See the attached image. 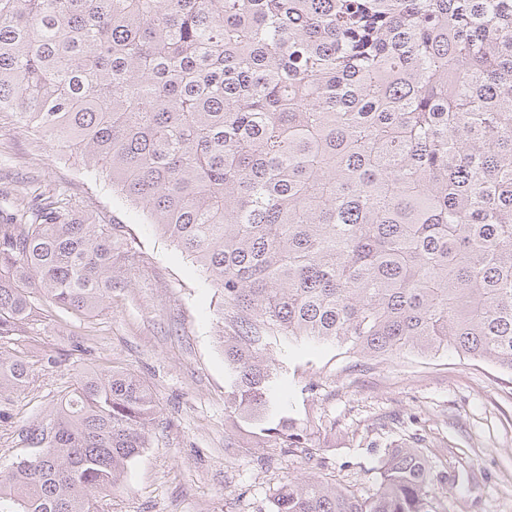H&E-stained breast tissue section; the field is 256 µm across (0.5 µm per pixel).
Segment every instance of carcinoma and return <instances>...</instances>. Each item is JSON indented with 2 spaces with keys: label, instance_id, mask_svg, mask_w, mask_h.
Instances as JSON below:
<instances>
[{
  "label": "carcinoma",
  "instance_id": "obj_1",
  "mask_svg": "<svg viewBox=\"0 0 512 512\" xmlns=\"http://www.w3.org/2000/svg\"><path fill=\"white\" fill-rule=\"evenodd\" d=\"M0 112L77 154L220 297L224 394L306 448L276 349L453 352L512 374V0H0ZM117 227L59 193L0 219V419L33 384L6 345L42 302L96 313ZM148 385L80 373L0 512H101L150 446ZM420 448L367 496L288 480L269 512H436Z\"/></svg>",
  "mask_w": 512,
  "mask_h": 512
}]
</instances>
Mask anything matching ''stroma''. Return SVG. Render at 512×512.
<instances>
[{
  "label": "stroma",
  "mask_w": 512,
  "mask_h": 512,
  "mask_svg": "<svg viewBox=\"0 0 512 512\" xmlns=\"http://www.w3.org/2000/svg\"><path fill=\"white\" fill-rule=\"evenodd\" d=\"M63 192L117 224L124 281L91 316L50 309L13 344L36 377L0 419V463L26 455L78 373L115 367L152 390L159 424L103 512H266L286 480L320 476L372 492L385 449L418 445L437 477V512H512V376L490 364L398 355L364 359L308 345L281 354V394L306 448H279L225 405L219 299L141 213L85 176L81 159L0 112V215Z\"/></svg>",
  "instance_id": "1"
}]
</instances>
